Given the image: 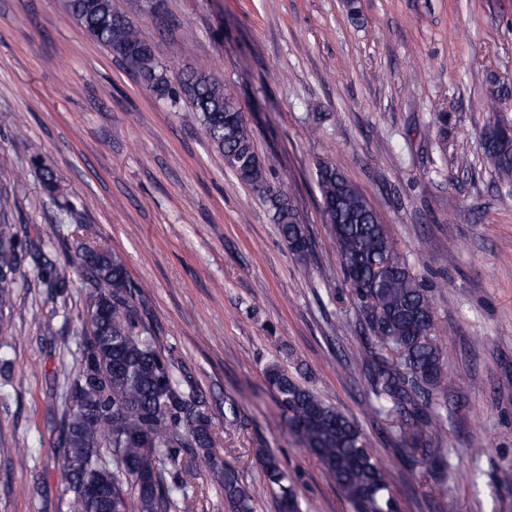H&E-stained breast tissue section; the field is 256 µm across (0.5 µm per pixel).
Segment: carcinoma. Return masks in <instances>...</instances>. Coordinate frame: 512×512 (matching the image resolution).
<instances>
[{"label": "carcinoma", "instance_id": "obj_1", "mask_svg": "<svg viewBox=\"0 0 512 512\" xmlns=\"http://www.w3.org/2000/svg\"><path fill=\"white\" fill-rule=\"evenodd\" d=\"M67 16L140 79L159 100L188 103L198 114L224 166L270 205L272 221L300 260L313 252L311 234L283 189L267 181L266 164L237 98L217 78L186 70L169 73L154 45L114 0H66ZM503 181L512 179V134L482 142ZM322 217L365 332L362 366L371 411L397 414L409 431L406 455L429 458L424 436L441 424L433 408L448 386L442 350L431 338L430 290L399 255L378 212L346 175L327 161L315 166ZM38 257L15 225L0 222V337L12 331V288ZM84 316L89 326L61 423L58 478L72 493L71 512H192L194 463L208 467L231 512H253L259 490L239 482L236 470L216 458V432L204 393L176 378L172 361L135 305L138 286L124 260L109 249L84 246ZM41 278L63 294L54 268ZM265 379L277 393L289 431L326 469L350 512H399L390 472L379 462L359 425L300 384L278 364ZM264 486L277 493L280 512H299L288 472L271 455L259 459Z\"/></svg>", "mask_w": 512, "mask_h": 512}]
</instances>
